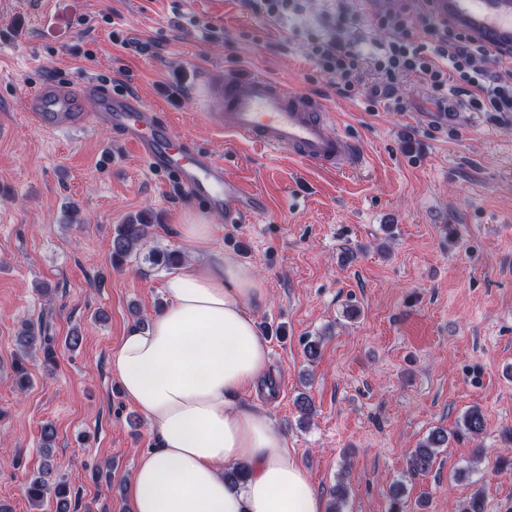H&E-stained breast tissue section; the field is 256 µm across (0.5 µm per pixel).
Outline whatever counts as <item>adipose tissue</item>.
Instances as JSON below:
<instances>
[{
    "label": "adipose tissue",
    "instance_id": "obj_1",
    "mask_svg": "<svg viewBox=\"0 0 512 512\" xmlns=\"http://www.w3.org/2000/svg\"><path fill=\"white\" fill-rule=\"evenodd\" d=\"M177 231L196 259L168 275L166 306L110 356L154 444L128 493L134 512H323L288 437L268 410L242 404L270 355L250 309L268 290L255 269L213 247L214 225L189 215ZM247 465L245 484L224 473Z\"/></svg>",
    "mask_w": 512,
    "mask_h": 512
}]
</instances>
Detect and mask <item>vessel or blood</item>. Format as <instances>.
Here are the masks:
<instances>
[{
    "label": "vessel or blood",
    "instance_id": "obj_1",
    "mask_svg": "<svg viewBox=\"0 0 512 512\" xmlns=\"http://www.w3.org/2000/svg\"><path fill=\"white\" fill-rule=\"evenodd\" d=\"M435 17L512 56V0H430ZM206 109L221 128L274 153L324 171H357L367 163L356 141L340 130L325 104L277 81L211 70L204 80ZM94 109H87L86 100ZM23 110L39 130L80 131L109 125L156 172L172 175L193 200L228 224L265 216L268 203L252 185L225 175L224 165L194 148L157 109L133 92L117 94L94 78L51 81L32 88Z\"/></svg>",
    "mask_w": 512,
    "mask_h": 512
}]
</instances>
